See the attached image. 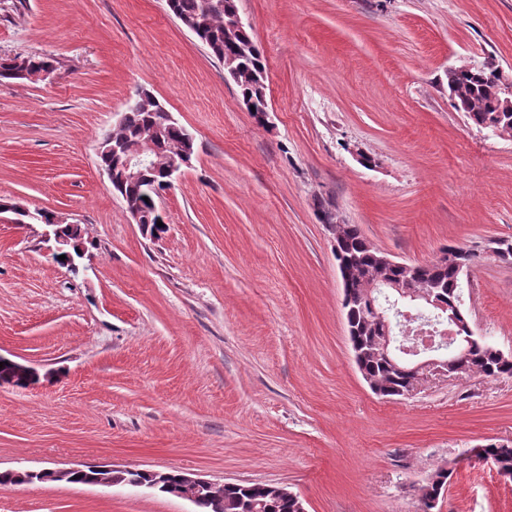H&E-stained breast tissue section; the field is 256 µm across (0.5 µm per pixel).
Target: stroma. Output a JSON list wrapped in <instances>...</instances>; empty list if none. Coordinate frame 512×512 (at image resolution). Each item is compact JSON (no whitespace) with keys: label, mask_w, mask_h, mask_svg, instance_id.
<instances>
[{"label":"stroma","mask_w":512,"mask_h":512,"mask_svg":"<svg viewBox=\"0 0 512 512\" xmlns=\"http://www.w3.org/2000/svg\"><path fill=\"white\" fill-rule=\"evenodd\" d=\"M263 52L267 123L166 0H0V55L50 54L54 80L0 84V202L69 215L79 272L0 215V470L86 464L278 483L307 512H512V481L468 459L512 442V377L371 392L352 359L332 234L315 205L400 262L443 248L475 333L512 353V135L474 125L449 69L512 75V0H237ZM196 155L142 234L97 150L138 90ZM374 158L362 166L350 152ZM0 512H195L140 488L0 486Z\"/></svg>","instance_id":"1"}]
</instances>
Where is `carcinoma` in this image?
<instances>
[{
    "instance_id": "obj_1",
    "label": "carcinoma",
    "mask_w": 512,
    "mask_h": 512,
    "mask_svg": "<svg viewBox=\"0 0 512 512\" xmlns=\"http://www.w3.org/2000/svg\"><path fill=\"white\" fill-rule=\"evenodd\" d=\"M167 7L173 16L189 30L210 51L218 61L234 59L237 68L235 85L241 98L260 99L265 87V65L263 54L253 38L252 29L228 35L225 21L238 10L236 0H220L218 8L205 13L202 0H167ZM21 60L33 71L59 67V61L46 54L25 55ZM448 90L452 97L470 105L466 118L474 125L491 128L501 133L512 134V112L498 110V92L495 77L466 65L448 70ZM148 138L162 153L173 148L190 151L185 133L180 127H170L163 120L162 111L154 107H136L127 110L125 122L103 135L105 140H121L135 144ZM99 164L111 169L112 188L127 200L145 209H152L156 192L167 188L164 170L156 166L143 168L137 181L128 178L122 159L106 155ZM343 238L341 256L352 277L350 292L352 302L344 303L346 323L353 335L350 343L359 345L362 353L361 368L381 390L380 397L393 399L404 386L407 375L398 373L387 366L376 353V341L385 334L395 335L394 323L396 304L381 299L370 306L368 298L362 295L361 284L367 278L382 275L377 265L376 247L362 234L355 224L341 225ZM457 248L448 247L441 261H429L419 265L415 279L418 290L436 287L440 299L447 306L461 305L460 273L455 264ZM468 372L485 377L512 374V361L500 358L498 349L488 340H479L468 361ZM485 455L496 467L512 469V446L492 443L485 448ZM452 472L441 467L435 469L422 484L424 494L436 490L437 485L450 483ZM30 484L27 471L0 470V486ZM260 506V512H296L294 500L286 496H275L264 483H232L205 492L196 503L197 512H252L251 505Z\"/></svg>"
}]
</instances>
